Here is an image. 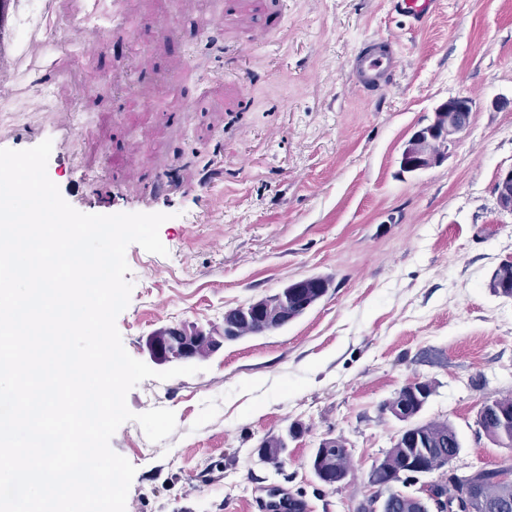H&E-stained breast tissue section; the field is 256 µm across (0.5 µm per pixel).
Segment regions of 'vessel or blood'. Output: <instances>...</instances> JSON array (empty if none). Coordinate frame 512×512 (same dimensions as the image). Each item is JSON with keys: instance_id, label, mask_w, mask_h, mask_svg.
Returning a JSON list of instances; mask_svg holds the SVG:
<instances>
[{"instance_id": "obj_1", "label": "vessel or blood", "mask_w": 512, "mask_h": 512, "mask_svg": "<svg viewBox=\"0 0 512 512\" xmlns=\"http://www.w3.org/2000/svg\"><path fill=\"white\" fill-rule=\"evenodd\" d=\"M56 12L45 15L33 38L20 42L17 37V0H0V90L17 77L18 56L34 61V70L41 81H49L60 73L76 76L79 68L67 41L53 38L58 22H78V41L87 55L102 53L109 38L108 31L98 25L82 22L88 0H57ZM397 14L409 19L413 27H420L435 9L437 0H392ZM402 51L396 39L383 38L359 49L353 58L352 75L355 85L367 91L386 86L401 62ZM70 109L62 108L55 120L37 131L0 129V148L28 149L43 140H52L63 153H77L80 140L71 122ZM303 502L279 489L269 491L261 501V512H305Z\"/></svg>"}]
</instances>
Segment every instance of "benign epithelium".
Returning a JSON list of instances; mask_svg holds the SVG:
<instances>
[{
  "mask_svg": "<svg viewBox=\"0 0 512 512\" xmlns=\"http://www.w3.org/2000/svg\"><path fill=\"white\" fill-rule=\"evenodd\" d=\"M473 105V99L463 95L441 103L431 122L418 129L406 143L401 153V167L425 170L441 163L444 153L440 151V145L453 142L467 129ZM496 192L501 209L512 212V167L499 173ZM236 317L247 324L257 319L261 333L273 332L288 323V299L278 292L253 300L238 307ZM224 343V328L213 325L205 328L184 322L153 331L146 340V348L154 363L177 367L212 357L224 349ZM427 385L426 381H415L403 386L394 398L383 404L382 410L399 421H411L412 416L406 413L407 399L426 395ZM319 447L337 449L338 464L331 471L320 467V458L313 456L310 468L317 480L333 488L346 483L345 461L350 458L347 446L335 437H325ZM456 458L457 455L445 452L423 453L405 470L409 477L405 487L416 485L417 491H404L398 482L378 483V491L368 501L365 512H393L405 499L412 501V512H507L512 507V500L504 492L494 495L477 491V473L458 475L454 467ZM437 471L444 473L448 482L456 487L453 499H448L438 484L420 483L421 478Z\"/></svg>",
  "mask_w": 512,
  "mask_h": 512,
  "instance_id": "obj_1",
  "label": "benign epithelium"
}]
</instances>
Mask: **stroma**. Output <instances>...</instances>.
I'll return each mask as SVG.
<instances>
[{
    "mask_svg": "<svg viewBox=\"0 0 512 512\" xmlns=\"http://www.w3.org/2000/svg\"><path fill=\"white\" fill-rule=\"evenodd\" d=\"M160 9L173 33L146 26ZM218 9L220 50L199 34ZM103 21L107 47L79 59L92 86L79 102L86 142L50 156L47 174L79 212L167 216V255L126 251L133 289L116 325L128 354L148 361L161 326L219 324L289 283L331 281L284 328L225 344L194 375L130 390L133 413L172 410L176 429L154 443L129 421L113 435L136 468L126 512H258L256 496L276 488L308 512H358L404 427L382 405L416 379L433 386L419 422L458 434L459 473L512 464L476 426L487 401L512 396V297L489 286L512 258V213L495 191L512 167V0H439L419 28L391 0H123ZM388 35L402 63L366 95L350 79L353 53ZM243 44L251 51L236 59ZM144 49L148 76L136 66ZM104 71L116 87L101 86ZM457 95L475 102L467 130L442 163L403 173L404 143ZM65 102L17 82L0 91V128L41 127ZM103 144L140 154V171L112 174ZM154 170L167 187L142 200ZM295 424L284 465L261 463L260 443ZM329 434L353 467L335 489L308 465Z\"/></svg>",
    "mask_w": 512,
    "mask_h": 512,
    "instance_id": "obj_1",
    "label": "stroma"
}]
</instances>
